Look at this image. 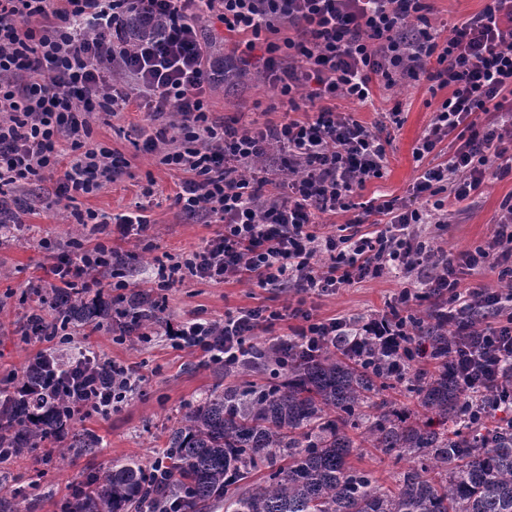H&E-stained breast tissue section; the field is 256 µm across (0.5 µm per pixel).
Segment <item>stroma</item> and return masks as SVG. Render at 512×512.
<instances>
[{
    "instance_id": "stroma-1",
    "label": "stroma",
    "mask_w": 512,
    "mask_h": 512,
    "mask_svg": "<svg viewBox=\"0 0 512 512\" xmlns=\"http://www.w3.org/2000/svg\"><path fill=\"white\" fill-rule=\"evenodd\" d=\"M432 96L426 83L416 82L390 92L375 91L372 100L363 104L337 101V111L355 113L359 120L370 125L380 121L382 112L398 103L402 106L403 123L385 131L391 144L382 177L371 179L355 190L351 197L352 211L323 215V223L338 227L347 224L355 215L363 214L366 203L375 198L410 201L411 188L425 167L424 162L416 160L413 151L432 121L436 109ZM207 100L213 117L243 127L281 122L288 110L287 99L275 95L258 64L234 82L212 86ZM147 124L142 112H124L114 117L96 115L92 122L94 139L123 154L130 163L127 174L93 194L78 197L71 207L55 202L53 182H43L37 199L19 212L22 221L19 231L0 241V384L22 376L43 348L38 341L22 340L17 328L28 313L25 302L28 289L50 282L49 269L55 256L66 251L72 240L75 226L72 209H92L113 215L147 205L152 222L150 230L119 246L129 257L130 275L145 290L151 287L147 276L153 263L175 259L183 252L204 246L219 232V225L211 223L209 218L186 220L173 205L171 196L182 174L167 169L157 157L141 151L140 130ZM152 179L166 194L165 200L158 204L147 203L142 195L143 187ZM511 198L512 169H491L480 194L450 206L447 224H430L426 231L435 246L449 254L475 247L492 236L502 206ZM405 286V280L398 277L367 280L339 289L333 295L310 296L306 306L319 318L357 319L388 312L395 295ZM157 297L165 307L166 320L176 324L194 315L220 320L225 311L260 302L278 308L286 303L288 295L276 288L236 282L214 285L189 276L181 284L158 292ZM79 348L133 366L141 381L118 409L79 419L80 427L101 439L94 454L72 458L63 466L45 470L28 457L0 464V494L28 484L37 470H44V479L54 492L38 498L32 512H59L68 486L83 482L100 467L130 458L152 462L161 457L169 427L221 379L216 365L201 353L172 348L161 334L146 345L133 346L120 342L107 329L85 327L75 331L72 341L64 346L70 353Z\"/></svg>"
}]
</instances>
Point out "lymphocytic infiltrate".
<instances>
[{
	"mask_svg": "<svg viewBox=\"0 0 512 512\" xmlns=\"http://www.w3.org/2000/svg\"><path fill=\"white\" fill-rule=\"evenodd\" d=\"M431 11L428 0H0V223L13 216L11 193L33 183L54 180L57 200L73 202L116 182L129 163L93 141L91 120L137 107L166 121L142 149L182 173L174 204L224 227L178 261L156 263L153 286L170 288L189 274L297 297L279 310L261 304L225 311L217 322L166 324L172 347L210 354L213 337H223L229 368L252 336L288 319L274 345L356 351L371 337L403 359L415 347L410 289L400 291L396 309L360 320L316 318L304 301L397 269L435 301L452 337L449 363L472 394H483L512 359V202L484 244L449 255L423 227L443 223L448 204L480 192L497 161H512V0H487L446 32L433 26ZM205 13L245 35L247 51L264 42L266 77L287 98L291 118L243 130L210 118L216 39L198 24ZM284 21L296 36L268 40ZM422 80L430 93L450 94L414 155L428 157L448 138L452 154L416 179L413 203L370 206L385 217L383 228L360 232L357 217L347 234H318L319 215L351 210L355 188L381 177L386 163L379 132L337 111L336 100L363 103L374 88ZM305 99L318 105L307 116ZM276 150L287 170L268 165ZM74 217L121 241L151 226L141 212ZM486 265L498 269L499 287H463V275ZM107 266L116 289L135 290L123 255L102 242L60 255L51 273L91 291L102 286L95 271Z\"/></svg>",
	"mask_w": 512,
	"mask_h": 512,
	"instance_id": "f902f5d3",
	"label": "lymphocytic infiltrate"
}]
</instances>
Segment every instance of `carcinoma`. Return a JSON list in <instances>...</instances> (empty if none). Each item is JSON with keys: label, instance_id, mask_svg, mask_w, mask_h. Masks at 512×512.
Segmentation results:
<instances>
[{"label": "carcinoma", "instance_id": "obj_1", "mask_svg": "<svg viewBox=\"0 0 512 512\" xmlns=\"http://www.w3.org/2000/svg\"><path fill=\"white\" fill-rule=\"evenodd\" d=\"M50 310V324L34 330L112 326L134 333L164 319L149 290H137L112 309V298L65 285L31 289ZM417 336L435 369L407 362L393 375L390 359L373 339L347 353L328 345L320 353L288 354L282 381L217 384L170 428L165 467L131 460L100 467L62 512H512V424L488 427L482 406L512 391L505 380L481 397L471 395L448 366V328L435 311L414 316ZM70 358H38L27 368L25 395L0 397V464L44 449L45 462L90 454L100 438L73 427L72 399L58 386ZM96 378L112 385V369L86 360ZM400 379L423 408L409 414L379 400ZM358 448L406 460L394 488L375 485L371 472L353 466ZM27 495L0 496V512H27Z\"/></svg>", "mask_w": 512, "mask_h": 512}]
</instances>
